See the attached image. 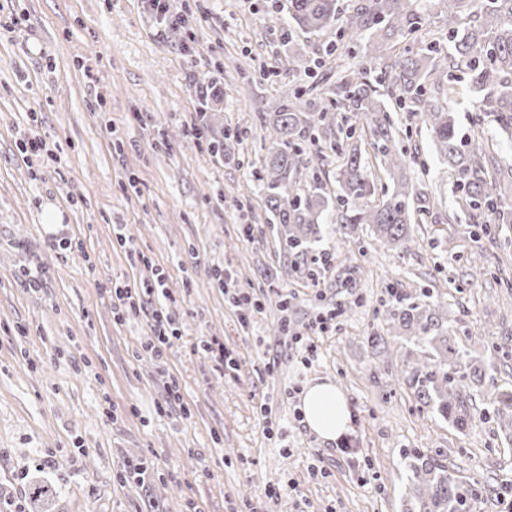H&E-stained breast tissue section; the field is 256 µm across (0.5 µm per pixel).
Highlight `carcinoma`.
Returning a JSON list of instances; mask_svg holds the SVG:
<instances>
[{"label": "carcinoma", "instance_id": "obj_1", "mask_svg": "<svg viewBox=\"0 0 512 512\" xmlns=\"http://www.w3.org/2000/svg\"><path fill=\"white\" fill-rule=\"evenodd\" d=\"M448 21L447 53L438 43L415 52L406 46L389 55L379 66L380 74L370 79L366 71L339 77L332 103L323 106L307 97L302 88L284 91L272 112L259 114L270 147L255 175L264 194L268 221L276 225L284 248L305 254L320 234V224L336 213L344 234L369 226L378 247L411 248L418 217L431 213L433 204L415 189L407 171L417 152L399 145L388 112L389 101L412 113L424 127L448 167L456 173L459 211L444 218L448 224L465 215L493 236L495 224L512 223V170L495 167L485 141L468 145L459 136L455 112L441 103L440 75L465 65L467 87L479 95L478 111L497 117L501 133L512 139V0H434ZM429 16L421 0H368L339 16L337 0H288V21L302 33L315 36L337 22L338 41L364 43L370 58L395 49L392 40L413 39L427 25ZM288 53L283 64L310 69L308 58L296 40L282 28ZM336 112H349L363 121V143L341 138ZM367 144L388 176L390 191L379 204L373 203L376 187L364 160ZM328 149L336 157V196L307 194L297 189L309 169L310 147ZM379 312L389 328L409 335L424 349L401 353L400 371L419 403L431 408L459 430L469 420L467 391L482 383L478 362L467 359L448 329L435 316L440 297L426 294L429 303H418L395 290ZM494 414L504 426L512 423V392L493 397ZM409 474L413 507L405 512H474L483 497L480 481H461L448 466L425 451L404 454ZM57 485L49 481L30 483L25 512H54Z\"/></svg>", "mask_w": 512, "mask_h": 512}]
</instances>
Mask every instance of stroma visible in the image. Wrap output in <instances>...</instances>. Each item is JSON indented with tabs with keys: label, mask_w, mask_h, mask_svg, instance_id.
<instances>
[{
	"label": "stroma",
	"mask_w": 512,
	"mask_h": 512,
	"mask_svg": "<svg viewBox=\"0 0 512 512\" xmlns=\"http://www.w3.org/2000/svg\"><path fill=\"white\" fill-rule=\"evenodd\" d=\"M288 0H169L184 28L160 26L143 0H0V502L25 500L31 478L58 487L60 512H404L409 480L402 455L419 448L446 460L462 480L487 490L478 512H512L499 489L512 484V435L493 415L491 395L512 391V291L487 280L472 288L473 260L495 268L501 250L475 224L420 225L408 252L373 249L368 226L345 237L321 227L314 253L330 256L317 281L295 273L261 196L240 207L234 189L252 188L266 142L259 113L273 111L286 86L331 98L335 74L283 71L281 31ZM449 79L465 141L488 140L501 168L512 141L492 118L476 122L478 99L464 72ZM216 81L210 131L241 128L215 154L190 131L196 89ZM416 146V187L447 215L454 178L419 121L393 113ZM55 160L30 157L31 135ZM51 209L80 250L59 248ZM252 224L251 240L241 228ZM121 224L132 241L113 231ZM165 272V305L181 333L166 365L154 361L146 317L116 321L115 288ZM38 273L40 287L26 280ZM409 296L445 294L443 325L486 369L459 431L421 408L394 364L401 337L376 318L387 287ZM260 300L247 324L229 300ZM335 326L316 336L317 357L275 333L280 316L305 331L318 316ZM237 360L222 373L208 342ZM176 379L183 409L165 405ZM330 381L350 406L337 455L298 421L300 392ZM52 458L46 466L44 458ZM143 458L154 475L125 476ZM207 464L209 478L198 477Z\"/></svg>",
	"instance_id": "35a3bbf8"
}]
</instances>
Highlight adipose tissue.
Wrapping results in <instances>:
<instances>
[{
  "instance_id": "obj_1",
  "label": "adipose tissue",
  "mask_w": 512,
  "mask_h": 512,
  "mask_svg": "<svg viewBox=\"0 0 512 512\" xmlns=\"http://www.w3.org/2000/svg\"><path fill=\"white\" fill-rule=\"evenodd\" d=\"M301 409L310 431L322 440H336L349 427V404L332 383L309 387L301 398Z\"/></svg>"
}]
</instances>
